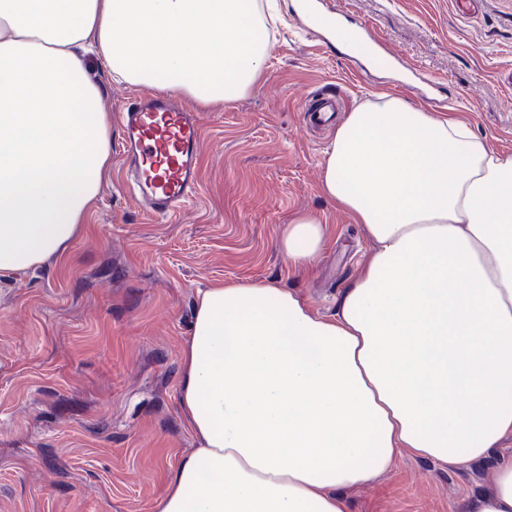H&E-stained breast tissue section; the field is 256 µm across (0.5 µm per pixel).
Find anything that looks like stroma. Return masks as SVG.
<instances>
[{
  "instance_id": "obj_1",
  "label": "stroma",
  "mask_w": 512,
  "mask_h": 512,
  "mask_svg": "<svg viewBox=\"0 0 512 512\" xmlns=\"http://www.w3.org/2000/svg\"><path fill=\"white\" fill-rule=\"evenodd\" d=\"M258 84L199 107L200 187L176 215L144 213L119 155L87 224L65 255L0 276V512H156L168 473L198 446L179 406L182 350L199 289L265 282L332 315L371 244L320 190L337 123L390 91L433 119L455 115L512 153V0H328L344 24L371 25L369 43L324 50L278 0ZM100 106L117 116L140 86L87 62ZM334 90V125L305 128V102ZM302 214L327 244L304 268L278 247ZM449 466L401 452L372 482L346 488L350 512H471L495 463Z\"/></svg>"
}]
</instances>
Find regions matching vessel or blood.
Here are the masks:
<instances>
[{"mask_svg": "<svg viewBox=\"0 0 512 512\" xmlns=\"http://www.w3.org/2000/svg\"><path fill=\"white\" fill-rule=\"evenodd\" d=\"M299 17L318 40L335 37L336 16L322 12L314 0H302ZM336 110V98L317 97L309 110L312 127L323 126ZM122 167L138 204L166 217L192 199L199 185L202 130L193 113L167 96L131 102L120 116Z\"/></svg>", "mask_w": 512, "mask_h": 512, "instance_id": "obj_1", "label": "vessel or blood"}]
</instances>
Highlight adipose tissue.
Here are the masks:
<instances>
[{
  "label": "adipose tissue",
  "instance_id": "1",
  "mask_svg": "<svg viewBox=\"0 0 512 512\" xmlns=\"http://www.w3.org/2000/svg\"><path fill=\"white\" fill-rule=\"evenodd\" d=\"M268 42L254 0H0V275L63 256L108 166L87 60L213 103L243 95ZM321 192L373 244L332 316L267 283L200 289L179 403L199 446L157 512H350L402 450L448 465L512 438V154L464 120L377 93L324 156ZM309 216L279 246L303 267ZM474 512H512V459Z\"/></svg>",
  "mask_w": 512,
  "mask_h": 512
}]
</instances>
